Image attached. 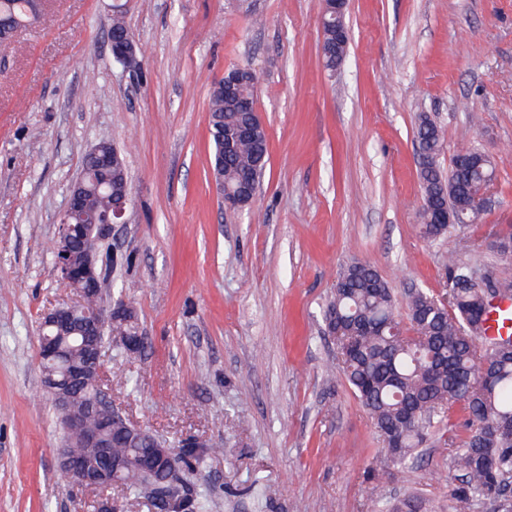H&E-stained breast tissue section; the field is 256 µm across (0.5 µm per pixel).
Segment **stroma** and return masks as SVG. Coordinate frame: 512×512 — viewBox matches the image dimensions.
Segmentation results:
<instances>
[{"mask_svg": "<svg viewBox=\"0 0 512 512\" xmlns=\"http://www.w3.org/2000/svg\"><path fill=\"white\" fill-rule=\"evenodd\" d=\"M116 2L43 0L0 48V512H88L90 492L60 476L66 432L37 336L47 308L76 298L53 243L103 138L132 193L99 249L119 258L104 295L132 306L146 341L135 358L107 344L108 391L153 434L215 446L183 473L208 512H366L376 489L454 512L439 443L420 466L369 475L382 444L336 366L324 309L353 259L398 296L441 291L456 248L512 279V259L487 247L512 226V0H347L333 70L319 0H125L144 48L134 70L112 56ZM245 62L269 156L256 200L230 211L210 180L207 108ZM421 112L445 138L442 167L471 140L496 159L495 204L472 237L418 235ZM339 25H345L343 20H337L336 16L332 13H327L325 21L321 26V45L323 48L322 62L325 68L333 69L339 66L344 60V54H346V48L336 44V28ZM343 56V57H342ZM342 57V58H341ZM341 60L336 64V60Z\"/></svg>", "mask_w": 512, "mask_h": 512, "instance_id": "35a3bbf8", "label": "stroma"}]
</instances>
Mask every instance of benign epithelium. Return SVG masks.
Segmentation results:
<instances>
[{"instance_id": "obj_1", "label": "benign epithelium", "mask_w": 512, "mask_h": 512, "mask_svg": "<svg viewBox=\"0 0 512 512\" xmlns=\"http://www.w3.org/2000/svg\"><path fill=\"white\" fill-rule=\"evenodd\" d=\"M112 55L115 60L133 67V60L137 57V44L134 38L128 37L120 42H110ZM217 195L221 198L227 210H241L247 202L257 197L259 185L254 181L242 183L235 188L224 186V182H213ZM82 181H76L68 196L66 208L58 227L54 244V271L60 279L68 284L78 295L75 303H64L48 310L42 319V327L53 328L58 333L67 332L78 334L81 346L85 349V359L81 364H72L65 371L62 379L52 374L42 376L43 385L52 396L57 410L60 412V421L69 433L80 437L84 447L96 448L100 454H109V447L102 442L105 432L112 434V441L130 440L137 436L146 440L154 438V434L132 423L125 418L112 405L110 393L103 387V358L105 342L100 340L102 328L114 321H119L131 314L133 309L124 300H113L105 305L98 303L90 311H84L79 322V328L72 329L77 311L86 304V296L94 292L101 294L102 281L105 272L98 266V251L88 249L79 263H74V225L70 219L86 217L80 190ZM131 203V190L128 181L112 183V208L104 213L89 216L86 228L96 232L100 239H107L112 235V226L126 223V212ZM96 379L98 395L87 403L84 412L77 413L71 409L70 390L80 386L88 379ZM98 417V426L89 429L86 426V416ZM59 467L64 476L74 486L85 490H95L102 481L100 474L93 472L86 459L78 454L63 448L60 450Z\"/></svg>"}]
</instances>
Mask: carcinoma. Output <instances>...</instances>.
Returning <instances> with one entry per match:
<instances>
[{"mask_svg":"<svg viewBox=\"0 0 512 512\" xmlns=\"http://www.w3.org/2000/svg\"><path fill=\"white\" fill-rule=\"evenodd\" d=\"M26 2L0 0V24L24 22ZM125 15L121 5L112 10V37L130 35ZM342 24L331 13L322 23V62L327 69L335 68L336 60L346 54V48L336 44V28ZM255 111L252 80L240 81L232 98L213 87L209 97L212 150L219 151V129L257 125ZM416 139L424 201L456 210V223L432 224L428 207L422 206L420 236L434 242L453 230L477 226L485 210L460 202L475 186L493 187L495 159L472 143L455 154L466 156V164L443 169L444 138L424 113L417 118ZM267 140L265 126L258 125L252 138L224 153V182L236 184L246 170L262 178ZM83 168L85 206L95 212L110 209L112 192L104 173L86 158ZM491 248L511 258L512 228L500 233ZM477 269L457 252H449L444 264L445 288L438 294L408 289L403 321L393 289L379 271L366 262L353 261L338 273L324 310L326 328H336L333 341L344 377L384 444L382 454L375 458L376 468L414 460L429 437H438L458 473L451 483L457 512H465L475 500L506 498L512 492V335L490 339L484 334L492 300L511 295L512 282L490 269L475 279L472 273ZM66 446L89 457L97 467L109 468V460L82 447L78 437L67 435ZM150 452V442L140 441L135 447L117 444L111 448V458L124 460ZM206 452L204 445L181 446L170 452L159 483L162 512H205L204 500L189 492L179 471L193 467ZM119 478L128 494L141 496L146 481L141 469L121 468ZM371 512H419V507L408 499L389 508L384 497L377 495L371 499Z\"/></svg>","mask_w":512,"mask_h":512,"instance_id":"carcinoma-1","label":"carcinoma"}]
</instances>
